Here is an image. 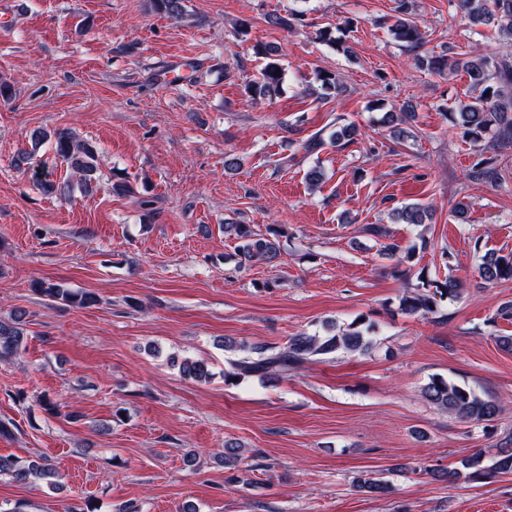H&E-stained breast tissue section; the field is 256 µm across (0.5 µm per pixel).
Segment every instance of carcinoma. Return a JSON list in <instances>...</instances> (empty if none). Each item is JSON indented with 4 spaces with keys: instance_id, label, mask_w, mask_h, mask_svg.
Listing matches in <instances>:
<instances>
[{
    "instance_id": "cac0c4a2",
    "label": "carcinoma",
    "mask_w": 512,
    "mask_h": 512,
    "mask_svg": "<svg viewBox=\"0 0 512 512\" xmlns=\"http://www.w3.org/2000/svg\"><path fill=\"white\" fill-rule=\"evenodd\" d=\"M153 9L171 19L183 17V0H150ZM458 11L473 26L491 25L506 35L512 36V0H457ZM414 0H399L395 15L388 26L396 42L409 51L418 49L422 33L414 18ZM416 62L438 74L463 70L471 83L480 88L473 100L450 113L452 122L462 129L463 137L478 140L489 134L493 137L512 139V67L498 60L494 54L479 53L467 59L450 60L442 57L418 56ZM280 65L266 62L260 68L250 91L259 99L271 98L281 92L284 76L276 75ZM316 81L319 98L326 99L341 92L336 74L323 75L318 72ZM54 138L53 150L88 186L96 180L99 153L96 147L67 129L56 130L49 135L43 130L31 134L34 145L48 137ZM472 174L477 179L504 180L501 171L492 158L479 157L473 165ZM429 217L427 207L411 203L394 211V218L402 224H423ZM224 236L235 241L237 255L244 261L272 262L280 255L282 231L270 229L267 233L257 232L250 224H226ZM478 273L485 283L512 280V252L506 255L487 251L480 257ZM418 279L422 287L403 296L399 301L401 311L426 316L437 310L438 302L454 300L461 296V283L454 276L431 279L421 272ZM33 291L50 304L71 308H86L95 305L98 297L89 291L73 290L59 283L39 281L33 284ZM27 342L24 313L20 312L9 322L0 321V361H7L18 354ZM377 346L376 326L358 322L346 327L334 326L325 333L302 332L289 338L282 349L276 350L265 345L250 348L242 345L245 355L230 362L231 369L224 372V381L235 378L269 374H286L304 365L320 360L332 359L338 353L368 354ZM171 365L178 367L186 378L206 382L212 377L209 364L204 360L175 356L169 358ZM421 396L429 404L465 423L483 424L492 422L500 413V407L473 389L442 377H432L421 388ZM243 461L238 443L224 442V467L238 472ZM431 477L453 483L460 478L488 480L501 474L512 473V448H501L487 460L476 455L461 461L459 468H427ZM0 476H7L16 482L26 483L41 478L50 485L56 484L57 472L45 460L22 461L14 457L0 456ZM359 491L370 495H383L389 491L384 478L363 474L356 478Z\"/></svg>"
}]
</instances>
